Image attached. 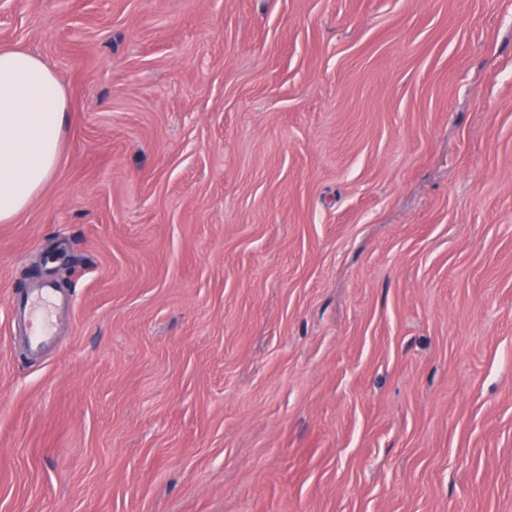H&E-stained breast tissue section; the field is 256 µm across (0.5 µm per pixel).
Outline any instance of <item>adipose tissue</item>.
<instances>
[{
    "instance_id": "adipose-tissue-1",
    "label": "adipose tissue",
    "mask_w": 512,
    "mask_h": 512,
    "mask_svg": "<svg viewBox=\"0 0 512 512\" xmlns=\"http://www.w3.org/2000/svg\"><path fill=\"white\" fill-rule=\"evenodd\" d=\"M68 121L59 76L39 57L0 48V223L16 219L51 180Z\"/></svg>"
}]
</instances>
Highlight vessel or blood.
Segmentation results:
<instances>
[{
  "mask_svg": "<svg viewBox=\"0 0 512 512\" xmlns=\"http://www.w3.org/2000/svg\"><path fill=\"white\" fill-rule=\"evenodd\" d=\"M66 300L53 281L44 280L16 298L13 308L25 323H36L30 334L33 349H41L53 338L57 319Z\"/></svg>",
  "mask_w": 512,
  "mask_h": 512,
  "instance_id": "1",
  "label": "vessel or blood"
}]
</instances>
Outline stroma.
<instances>
[{"mask_svg": "<svg viewBox=\"0 0 512 512\" xmlns=\"http://www.w3.org/2000/svg\"><path fill=\"white\" fill-rule=\"evenodd\" d=\"M1 47L69 114L0 223V512H512V0H0ZM66 303L59 288L51 280L41 281L16 298L13 305L14 314L28 325L32 348L35 351L40 350L55 336L58 315ZM33 320L37 321L35 331L31 330Z\"/></svg>", "mask_w": 512, "mask_h": 512, "instance_id": "obj_1", "label": "stroma"}]
</instances>
